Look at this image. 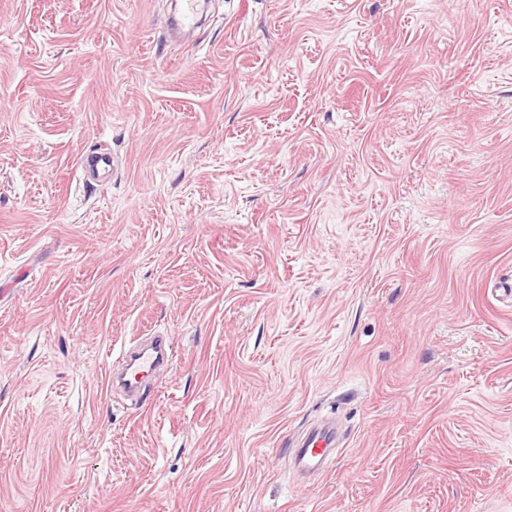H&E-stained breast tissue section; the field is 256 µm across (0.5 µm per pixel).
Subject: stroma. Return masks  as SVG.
I'll return each mask as SVG.
<instances>
[{
    "mask_svg": "<svg viewBox=\"0 0 512 512\" xmlns=\"http://www.w3.org/2000/svg\"><path fill=\"white\" fill-rule=\"evenodd\" d=\"M167 4L0 0V512H512V0ZM205 5L206 1L204 0H181L175 27L184 30L193 24L198 16L203 13ZM175 353L169 336H155L149 347L130 343L122 351L124 366L119 382L129 393L139 392L160 366L172 363ZM336 435L328 427L310 429L300 448H292V454L298 468L306 471H321L326 462L335 453Z\"/></svg>",
    "mask_w": 512,
    "mask_h": 512,
    "instance_id": "stroma-1",
    "label": "stroma"
}]
</instances>
